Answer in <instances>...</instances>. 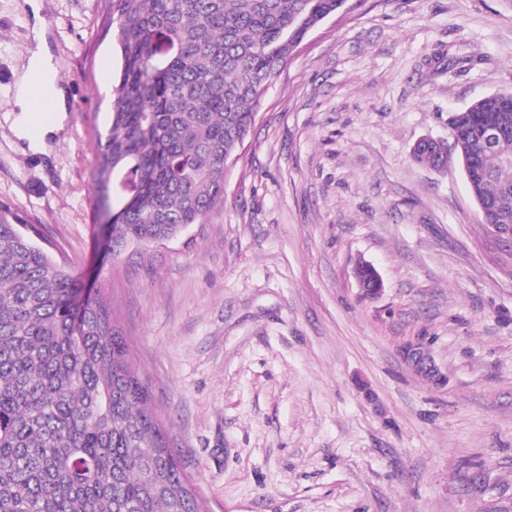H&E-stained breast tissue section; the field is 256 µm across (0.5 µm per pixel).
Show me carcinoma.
<instances>
[{
    "label": "carcinoma",
    "mask_w": 512,
    "mask_h": 512,
    "mask_svg": "<svg viewBox=\"0 0 512 512\" xmlns=\"http://www.w3.org/2000/svg\"><path fill=\"white\" fill-rule=\"evenodd\" d=\"M342 0H109L121 73L92 180L111 259L201 224L262 87ZM478 122L501 113L473 102ZM470 185L512 225V131ZM0 201V512H204L102 288Z\"/></svg>",
    "instance_id": "1"
}]
</instances>
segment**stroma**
Instances as JSON below:
<instances>
[{"instance_id": "stroma-1", "label": "stroma", "mask_w": 512, "mask_h": 512, "mask_svg": "<svg viewBox=\"0 0 512 512\" xmlns=\"http://www.w3.org/2000/svg\"><path fill=\"white\" fill-rule=\"evenodd\" d=\"M39 2L0 0V201L108 286L207 512H512V241L458 162L412 157L512 93V0H347L263 89L223 205L111 263L91 177L120 74L108 0ZM42 41L80 109L35 152L13 98Z\"/></svg>"}]
</instances>
